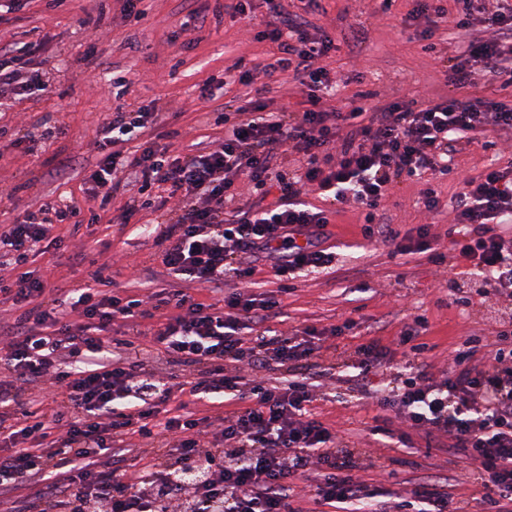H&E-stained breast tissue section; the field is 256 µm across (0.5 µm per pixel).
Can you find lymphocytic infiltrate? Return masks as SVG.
<instances>
[{
  "mask_svg": "<svg viewBox=\"0 0 512 512\" xmlns=\"http://www.w3.org/2000/svg\"><path fill=\"white\" fill-rule=\"evenodd\" d=\"M452 2L448 9L442 0H415L411 15L426 18L433 29L451 19L463 30L476 14L493 37L468 43L453 57L449 84L472 87L484 73L511 88L512 0ZM228 12L259 21L260 39L277 54L253 71L225 69V85L249 86L256 74L288 73L307 109L270 112L261 100H249L215 150L174 157L159 143L155 104L117 111L98 132L104 153L88 177L91 197L108 201L122 191L133 207L151 184H167L179 205L162 200L155 206L166 244L162 262L170 274L213 292L211 302L186 289L138 299L114 295L106 289L108 263L71 289L32 276L24 269L28 259L62 246L54 230L74 213L66 200L0 225V271H14L8 278L0 274V306L17 312L13 324L0 328V512H299L294 481L310 470L321 477L316 495L342 504L345 512H364L372 498L355 476L357 449L309 413L318 397L313 382H260L249 404L240 406L242 363L316 367L330 347L312 328L300 339L267 331L240 337L242 320L263 323L278 302L271 294L223 295L224 283L254 273L237 266L239 251L265 254L278 277L332 263L325 247L330 212L300 202L309 190L336 205L364 208L365 238L399 251L429 250L427 225L404 242L391 225L376 222L380 202L395 178L447 174L455 134L512 132V105L451 98L397 101L369 113L327 112L320 104L338 85L322 64L333 47L330 36L310 33L274 2L261 17L254 0H235ZM28 54L15 47L0 60V99L44 91L43 73ZM347 123L352 129L340 137ZM117 142L128 144V153L111 151ZM283 145L301 156L291 178L274 170V149ZM242 177L261 194H275L265 211L229 208ZM511 222L512 165L464 180L457 224L448 230L450 248L480 272L495 296L510 300L512 238L502 229ZM147 319L155 321L153 342L181 368L182 382L149 368L147 347L138 340ZM116 321L123 335L113 334ZM408 370L402 386L380 387V404L428 438H447L449 454L472 461L471 479L482 490L486 512H512V350L496 348L480 366L457 360L439 379L423 361L411 360ZM31 388L51 401V413L24 399ZM177 388L211 405L212 415L162 416ZM132 433L147 440L151 452L130 475L114 462L134 456L127 442ZM31 483L41 486L35 502L17 505L12 492Z\"/></svg>",
  "mask_w": 512,
  "mask_h": 512,
  "instance_id": "obj_1",
  "label": "lymphocytic infiltrate"
}]
</instances>
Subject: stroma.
<instances>
[{"instance_id":"1","label":"stroma","mask_w":512,"mask_h":512,"mask_svg":"<svg viewBox=\"0 0 512 512\" xmlns=\"http://www.w3.org/2000/svg\"><path fill=\"white\" fill-rule=\"evenodd\" d=\"M224 3L139 0L141 17L134 20L122 13L121 0H68L56 9L47 0H21L17 11L1 17L0 45L33 44L34 61L47 63V88L0 104V224L46 201L67 198L78 215L75 223L57 229L66 252L85 253L91 261L111 257L112 287L119 294L188 287V280L168 274L154 236L140 231L155 222L153 209L126 216V195L100 204L87 198L83 180L97 161V131L118 110L156 104L162 130L173 133L165 141L173 155H198L221 143L223 127L202 117L207 112L234 115L247 90L234 85L204 98L201 87L222 79L227 66L248 69L275 52L259 40L257 24L225 17ZM321 5L305 19L323 27L338 46L323 60L342 79L336 95L323 102L327 110L454 97L445 76L449 57L461 41L490 36L480 25L461 31L451 22L428 35L421 20L399 32L397 24L412 10L413 0H394L389 7L383 0H321ZM192 10L202 23L182 30ZM85 16L91 25H79ZM100 28L113 29L111 41H99ZM38 120L55 131V138H41L33 127ZM492 164H512V135L491 131L459 141L450 174L427 182L401 178L383 201L380 220L400 233L412 235L419 225H430L432 252L397 254L392 246L365 240L360 232L365 212L348 206L331 217L335 259L329 267L298 271L285 293L265 262H258L252 278L254 293L279 294L280 306L267 321L271 329L289 334L308 326L324 332L342 327L332 339L335 367L318 377L322 397L310 410L339 438L361 448L357 476L387 496L410 498L425 483L447 490L453 500L477 493L466 463L449 459L443 443L406 430L366 395L354 363L357 347L376 338L392 349L398 364H405L412 353L399 339L420 316L428 322L418 335L428 346L423 357L437 376L453 365L466 338L495 336L504 302L478 297L481 275L458 263L448 246L463 179ZM428 186L440 200L434 211L419 202ZM452 295L457 304H449ZM354 310L359 326L344 328Z\"/></svg>"}]
</instances>
